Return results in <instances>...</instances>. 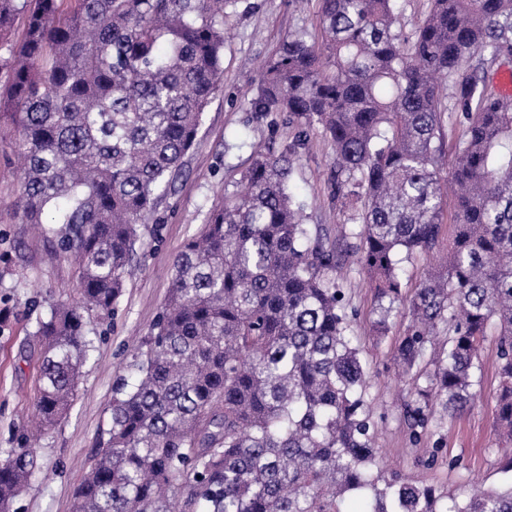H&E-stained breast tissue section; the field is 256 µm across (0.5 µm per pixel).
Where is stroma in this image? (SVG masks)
<instances>
[{"label": "stroma", "mask_w": 512, "mask_h": 512, "mask_svg": "<svg viewBox=\"0 0 512 512\" xmlns=\"http://www.w3.org/2000/svg\"><path fill=\"white\" fill-rule=\"evenodd\" d=\"M315 11L311 0H239L228 8L224 85L203 114L180 175L141 229L112 316L87 324L92 350L77 394L67 413L35 443L39 468L15 512H74V490L108 423L112 389L130 375L131 353L168 298L176 255L206 224L211 210L240 189L258 156L281 152L293 139L287 114L261 115L251 110L250 101L257 95L260 67L285 35L317 37ZM8 125L7 117L0 116V456L25 444L22 421L32 409L41 365L34 332L52 303L69 299L77 277L72 256L51 258L54 239L13 221L20 181ZM332 157L329 139L314 130L298 151L289 188L304 204V223L320 229L342 252L334 278L357 313L353 333L369 368L366 398L386 465L402 478L451 497L464 496L477 484L499 486L503 475L491 432L496 339L488 338L475 372L473 406L461 417L433 420L429 436L412 441L402 418L407 384L392 360L402 321L393 319L386 336L371 333L373 292L351 250L361 225L357 211L334 196Z\"/></svg>", "instance_id": "35a3bbf8"}]
</instances>
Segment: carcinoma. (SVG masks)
<instances>
[{
	"mask_svg": "<svg viewBox=\"0 0 512 512\" xmlns=\"http://www.w3.org/2000/svg\"><path fill=\"white\" fill-rule=\"evenodd\" d=\"M0 0V107L23 160L17 224H42L78 265L75 296L38 322L35 410L71 406L89 353L85 319L111 316L141 226L224 79V10L238 0ZM398 0H316L320 36L289 33L267 60L253 111L298 128L258 157L174 261L168 299L134 348L135 377L112 389L106 439L75 512H512V100L486 65L512 60V0H430L408 41ZM456 79L465 126L441 142V83ZM333 147L336 197L358 211L353 250L384 336L407 322L393 362L409 383L404 422L421 440L435 415L475 400L498 336L494 446L499 489L447 499L375 471L369 369L332 274L336 247L302 223L289 191L303 138ZM454 213L443 246L444 190ZM433 260L411 296L400 253ZM36 471L33 450L0 458V512Z\"/></svg>",
	"mask_w": 512,
	"mask_h": 512,
	"instance_id": "cac0c4a2",
	"label": "carcinoma"
}]
</instances>
